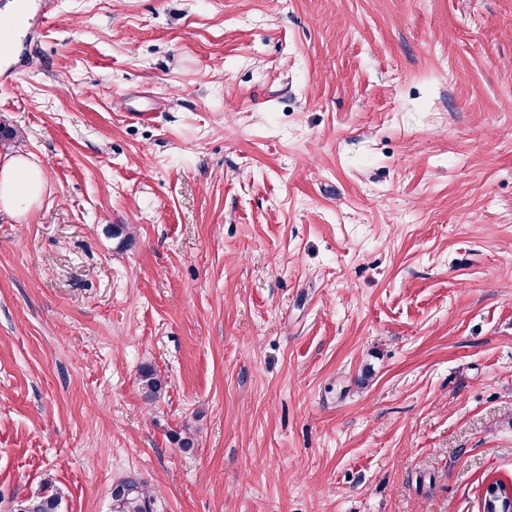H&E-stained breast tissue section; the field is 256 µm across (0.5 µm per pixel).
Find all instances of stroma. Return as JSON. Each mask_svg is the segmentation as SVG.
Instances as JSON below:
<instances>
[{"instance_id":"stroma-1","label":"stroma","mask_w":512,"mask_h":512,"mask_svg":"<svg viewBox=\"0 0 512 512\" xmlns=\"http://www.w3.org/2000/svg\"><path fill=\"white\" fill-rule=\"evenodd\" d=\"M0 20V125L47 182L0 211V512L47 479L111 512L126 476L155 512H482L512 477V0ZM163 379L157 369L151 364H144L139 370V384L145 398L154 401L163 390Z\"/></svg>"}]
</instances>
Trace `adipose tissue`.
<instances>
[{"instance_id":"ef3b65f1","label":"adipose tissue","mask_w":512,"mask_h":512,"mask_svg":"<svg viewBox=\"0 0 512 512\" xmlns=\"http://www.w3.org/2000/svg\"><path fill=\"white\" fill-rule=\"evenodd\" d=\"M45 179L42 166L22 150L0 156V209L23 213L39 200Z\"/></svg>"}]
</instances>
